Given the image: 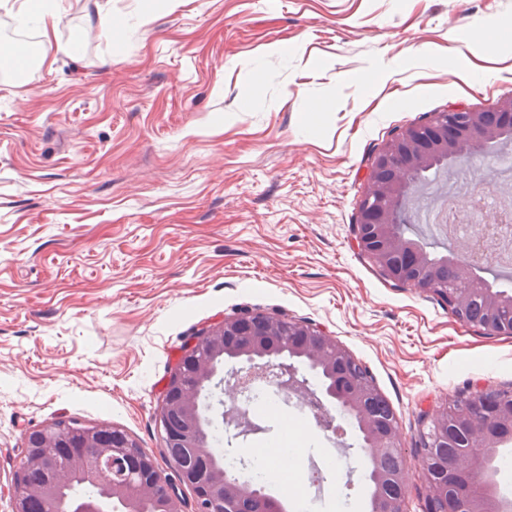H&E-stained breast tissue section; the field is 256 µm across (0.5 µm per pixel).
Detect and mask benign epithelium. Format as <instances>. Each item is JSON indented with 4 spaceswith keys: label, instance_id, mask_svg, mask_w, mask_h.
Returning <instances> with one entry per match:
<instances>
[{
    "label": "benign epithelium",
    "instance_id": "benign-epithelium-1",
    "mask_svg": "<svg viewBox=\"0 0 512 512\" xmlns=\"http://www.w3.org/2000/svg\"><path fill=\"white\" fill-rule=\"evenodd\" d=\"M512 133V99L501 102L490 111H476L466 107H450L425 120L409 126L388 140L376 153L370 168L356 224L355 246L369 257L382 274L397 286L416 288L442 300L457 320L464 318L465 293H452L437 288L422 278L419 266L423 254L416 242L394 235L395 213L414 184L412 176L421 174L448 161L479 153L484 145ZM281 317L243 309L221 323L186 339L182 355L166 385L168 397L163 400L159 424L165 437L179 439L187 448L195 446L196 426L193 393L180 392L186 363L195 356L198 343L211 346L238 359L244 366L227 373L224 383L232 393L246 389L250 380L261 372H271L276 380L290 389L302 390L305 381L297 376L295 364L280 360L273 348ZM293 332L288 341L291 357L309 358L327 366L341 378L339 389L330 393L339 405L354 413L361 429L369 436L370 461L377 463L381 451L397 447L396 425L382 427L375 415L367 409L368 393L359 378V362L326 331L310 324L290 321ZM181 413L185 425L178 431L169 425V417ZM505 438L512 439V409L505 411L486 401V417L481 426L480 440L483 453L461 457L445 473V479L436 480L428 469L421 479L428 487L427 512H501L493 491L487 466V456L496 450ZM21 464L15 476L13 512H29V501L24 491V473L30 467H43L48 482L43 492L52 493L66 481L68 475L56 470L49 449L56 447L45 425L30 431L26 437ZM112 454V463L121 466L129 479L118 482L112 471L96 461L88 460L83 448L69 451L71 471L107 489V501L83 499L75 512H107L106 502H117L123 512H141L142 483L154 487L152 512H177L178 492L183 486L194 489L196 497L193 512H280L279 502L267 500L254 508L244 507L246 494L236 486L211 476L204 469H184L169 463V468L158 466L156 460L143 449L123 441L120 447L102 449ZM408 477L404 469L380 474L373 492L376 512H402V503ZM453 492H448V489Z\"/></svg>",
    "mask_w": 512,
    "mask_h": 512
}]
</instances>
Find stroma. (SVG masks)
<instances>
[{
	"mask_svg": "<svg viewBox=\"0 0 512 512\" xmlns=\"http://www.w3.org/2000/svg\"><path fill=\"white\" fill-rule=\"evenodd\" d=\"M108 2L106 36L63 0L79 60L45 43L24 76L0 71V512L27 433L51 422L108 423L160 457L184 340L242 307L320 326L367 367L422 512L425 411L474 383L512 390V335L385 279L355 225L386 139L512 97V0ZM465 181L512 202V141L430 170L408 215L433 254L458 242L416 216ZM307 435L344 456L350 512H368L358 432Z\"/></svg>",
	"mask_w": 512,
	"mask_h": 512,
	"instance_id": "1",
	"label": "stroma"
}]
</instances>
